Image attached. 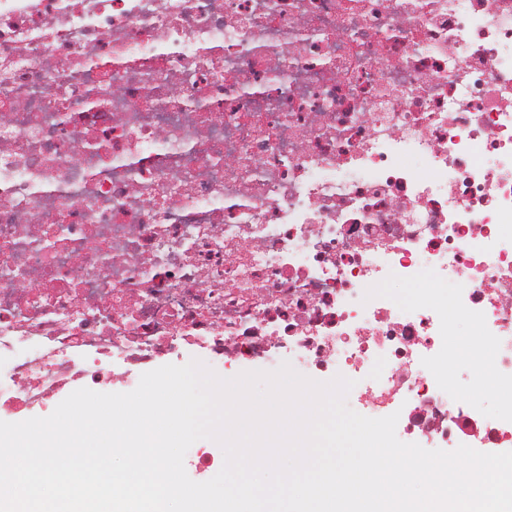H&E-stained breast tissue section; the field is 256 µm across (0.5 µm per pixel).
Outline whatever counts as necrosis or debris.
<instances>
[{"instance_id":"4bbe7bcc","label":"necrosis or debris","mask_w":512,"mask_h":512,"mask_svg":"<svg viewBox=\"0 0 512 512\" xmlns=\"http://www.w3.org/2000/svg\"><path fill=\"white\" fill-rule=\"evenodd\" d=\"M187 350L512 445V0H0V410Z\"/></svg>"}]
</instances>
